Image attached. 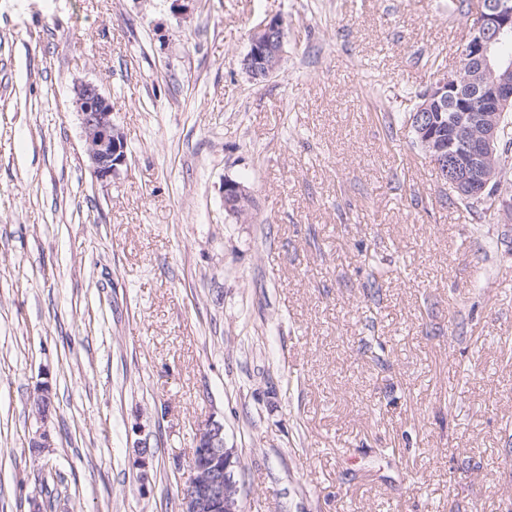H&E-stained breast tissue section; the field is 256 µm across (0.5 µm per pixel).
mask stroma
Here are the masks:
<instances>
[{
  "instance_id": "obj_1",
  "label": "stroma",
  "mask_w": 512,
  "mask_h": 512,
  "mask_svg": "<svg viewBox=\"0 0 512 512\" xmlns=\"http://www.w3.org/2000/svg\"><path fill=\"white\" fill-rule=\"evenodd\" d=\"M452 3L0 0V512H179L210 419L244 512H512V159L472 213L410 134ZM82 81L127 142L104 183ZM284 54L282 21L272 19L258 24L252 31L249 50L243 65L255 80H263L279 67ZM249 198L250 191L243 184L233 180L224 182V208L228 215L239 221H247ZM31 408L38 428L35 432V436L30 441V447L38 448L33 449V452L42 457V469H46L51 464L47 454L50 452L49 448H53L51 434L48 428V422L51 418L50 414L53 411V403L48 388L42 387L36 391V394L33 395L31 400Z\"/></svg>"
}]
</instances>
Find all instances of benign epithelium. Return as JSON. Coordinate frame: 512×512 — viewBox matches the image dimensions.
Returning a JSON list of instances; mask_svg holds the SVG:
<instances>
[{
    "label": "benign epithelium",
    "mask_w": 512,
    "mask_h": 512,
    "mask_svg": "<svg viewBox=\"0 0 512 512\" xmlns=\"http://www.w3.org/2000/svg\"><path fill=\"white\" fill-rule=\"evenodd\" d=\"M512 38V0H484L471 34L460 53L456 70L442 72L429 83L417 111L415 131L441 181L462 195L484 201L492 198L501 160V119L512 108V59L500 57L497 44ZM284 54L282 21L272 19L252 31L243 65L255 80L279 67ZM74 104L80 117L89 166L101 181L117 175L127 162V142L112 120V101L92 82L74 86ZM451 112L448 134L437 132L442 113ZM249 189L224 182V208L239 221L248 220ZM38 428L30 447L42 457V468L53 447L48 422L53 411L50 391L42 387L31 400ZM239 459L224 447V425L210 420L194 439L189 463L181 468V512H243L235 482Z\"/></svg>",
    "instance_id": "obj_1"
}]
</instances>
